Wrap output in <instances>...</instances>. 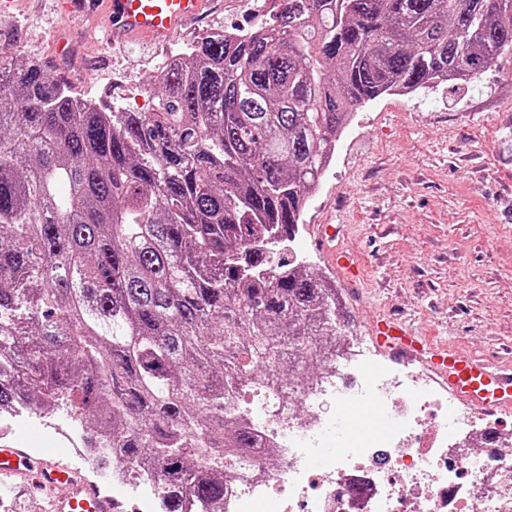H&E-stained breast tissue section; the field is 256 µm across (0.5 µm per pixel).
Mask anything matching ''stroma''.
Instances as JSON below:
<instances>
[{"mask_svg":"<svg viewBox=\"0 0 512 512\" xmlns=\"http://www.w3.org/2000/svg\"><path fill=\"white\" fill-rule=\"evenodd\" d=\"M218 2L202 22L150 43L112 39L103 14H67L64 0H10L0 6V47L75 95L148 112L154 73L181 45L258 20L237 0ZM503 113L512 114L508 52L474 80L387 95L354 113L292 243L328 272L313 227L343 224L340 245L362 270L358 290L337 291L346 335L368 337L374 317L397 314L437 345L489 360L512 349V193L499 174L512 164V127L499 124ZM9 437L32 453L55 447L38 413L16 417Z\"/></svg>","mask_w":512,"mask_h":512,"instance_id":"35a3bbf8","label":"stroma"}]
</instances>
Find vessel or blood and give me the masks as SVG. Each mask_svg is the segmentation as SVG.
Masks as SVG:
<instances>
[{
	"instance_id": "1",
	"label": "vessel or blood",
	"mask_w": 512,
	"mask_h": 512,
	"mask_svg": "<svg viewBox=\"0 0 512 512\" xmlns=\"http://www.w3.org/2000/svg\"><path fill=\"white\" fill-rule=\"evenodd\" d=\"M210 0H66L70 14L82 15L103 8L113 38L163 40L180 33L202 17ZM335 227L322 224L315 242L350 287H357L359 270L345 254L336 252ZM375 343L414 361H428L429 369L447 384L459 399L484 412L512 411V368H492L480 359L455 350H436L419 336L391 320L372 325ZM365 428L377 433L393 432L399 421L378 414L369 403L338 421L334 439L343 443L346 432ZM32 485L48 500V512H123L118 498L103 494L91 482L76 478L55 457L34 458L13 445L0 446V492H12L18 485Z\"/></svg>"
}]
</instances>
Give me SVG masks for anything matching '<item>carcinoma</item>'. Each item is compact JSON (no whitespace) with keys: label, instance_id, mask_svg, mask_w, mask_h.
I'll use <instances>...</instances> for the list:
<instances>
[{"label":"carcinoma","instance_id":"1","mask_svg":"<svg viewBox=\"0 0 512 512\" xmlns=\"http://www.w3.org/2000/svg\"><path fill=\"white\" fill-rule=\"evenodd\" d=\"M272 23L173 55L150 112L0 49V411L90 423L95 468L147 465L159 512H215L269 452L234 379L286 392L347 326L284 249L351 114L512 52V0H282Z\"/></svg>","mask_w":512,"mask_h":512}]
</instances>
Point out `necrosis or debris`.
Listing matches in <instances>:
<instances>
[{
	"label": "necrosis or debris",
	"instance_id": "obj_1",
	"mask_svg": "<svg viewBox=\"0 0 512 512\" xmlns=\"http://www.w3.org/2000/svg\"><path fill=\"white\" fill-rule=\"evenodd\" d=\"M377 353L360 337L341 342L297 400L258 398L250 423L273 446L275 462L252 458L234 471L221 512H512V433L480 447L484 415L449 395L419 365L367 373ZM372 402L395 415V433L362 431L314 469L312 457L347 409ZM112 489L134 498L137 512H157L158 491L140 466L112 476Z\"/></svg>",
	"mask_w": 512,
	"mask_h": 512
}]
</instances>
